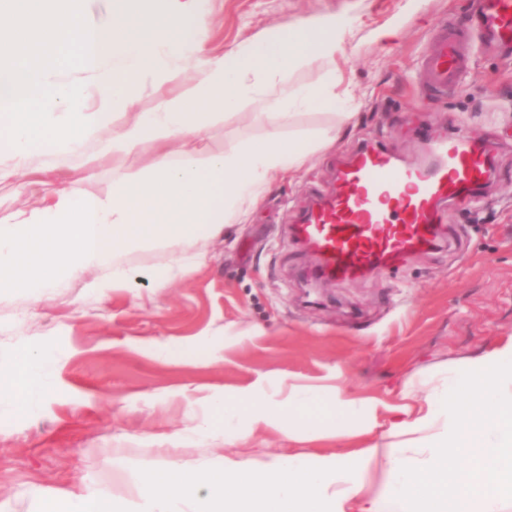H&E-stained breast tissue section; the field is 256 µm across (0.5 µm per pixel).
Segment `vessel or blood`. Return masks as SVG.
Instances as JSON below:
<instances>
[{"label": "vessel or blood", "mask_w": 512, "mask_h": 512, "mask_svg": "<svg viewBox=\"0 0 512 512\" xmlns=\"http://www.w3.org/2000/svg\"><path fill=\"white\" fill-rule=\"evenodd\" d=\"M478 34L512 49V0H480ZM432 88L455 86L468 59L457 37H441L421 59ZM489 175V157L475 139H435L422 163L405 165L390 150L363 145L336 174L334 189L294 227L320 260L321 276L354 278L389 268L431 245L441 203L475 195Z\"/></svg>", "instance_id": "b4317fda"}]
</instances>
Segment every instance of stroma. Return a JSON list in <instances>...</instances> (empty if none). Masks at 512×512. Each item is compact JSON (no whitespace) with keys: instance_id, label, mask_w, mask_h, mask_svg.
I'll use <instances>...</instances> for the list:
<instances>
[{"instance_id":"1","label":"stroma","mask_w":512,"mask_h":512,"mask_svg":"<svg viewBox=\"0 0 512 512\" xmlns=\"http://www.w3.org/2000/svg\"><path fill=\"white\" fill-rule=\"evenodd\" d=\"M475 0H202L197 39L215 55L249 49L276 28L326 15L346 30L341 51L288 75L291 87L323 88L327 103L289 101L284 136L302 139L304 164L273 182L246 221L177 249L124 250L131 287L99 291L98 269L41 296H0V359L22 350L52 355L51 396L33 412L0 406V512H35V491L65 495L109 487L137 501L142 470L169 461L218 470L231 457L257 468L269 458L359 449L354 430L336 436L267 431L227 443L221 428L200 434L206 413L187 396L234 391L263 376L281 385L339 388L349 399L399 402L406 383L419 397L441 391L467 360L512 338V54L470 44L459 88L426 91L420 57L442 26L465 32ZM391 31L388 41L378 40ZM246 112L203 131V152L262 140ZM349 113L340 121V113ZM338 127L318 146L308 132ZM465 133L493 164L483 190L440 205L437 244L381 273L321 284L307 294L310 263L293 224L332 189L339 163L363 143L383 141L403 161L422 159L432 136ZM79 194L108 192L116 174L147 163L131 155L89 168L86 153L54 151ZM163 276L167 285L155 287ZM170 346L211 358L166 355Z\"/></svg>"}]
</instances>
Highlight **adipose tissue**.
<instances>
[{
	"label": "adipose tissue",
	"instance_id": "obj_1",
	"mask_svg": "<svg viewBox=\"0 0 512 512\" xmlns=\"http://www.w3.org/2000/svg\"><path fill=\"white\" fill-rule=\"evenodd\" d=\"M86 0H0V183H17L20 193L37 194L0 220V294L34 293L56 282L111 266L113 283L125 270L114 266L116 247L185 245L241 222L267 186L297 170L305 153L284 139L289 113L288 70L333 58L344 33L335 18L306 20L270 32L260 47L211 55L195 39L202 26L200 0H109L107 21L90 20ZM69 66L75 77L49 83L50 71ZM154 74L158 94L148 112L132 111L138 79ZM100 105L90 109L88 89ZM267 104L257 119L266 137L231 151L200 156L187 143L228 109L242 107L256 90ZM66 121L53 122L57 110ZM127 118L114 128L118 111ZM96 141L102 156L149 148L151 163L136 177L112 180L106 196L67 188L42 192L56 177L48 161L35 162L37 147L79 151ZM48 352L23 351L0 360V402L20 413L51 392L46 383ZM208 419L224 421L236 438V419L248 417L250 431L285 436L296 427L331 432L361 420L360 434L387 427L410 434L423 459L402 449L388 453L385 492L396 512H501L512 500V339L467 361L441 393L418 400L414 388L401 392L397 422L383 421L386 403L347 399L316 385H295L289 403L272 400L265 378L229 395L205 399ZM467 460L453 463L449 449ZM377 445L317 463L275 456L258 470L225 461L202 473L170 464L139 478L140 512H378L366 496L365 474ZM37 512H128L106 491L37 498Z\"/></svg>",
	"mask_w": 512,
	"mask_h": 512
}]
</instances>
